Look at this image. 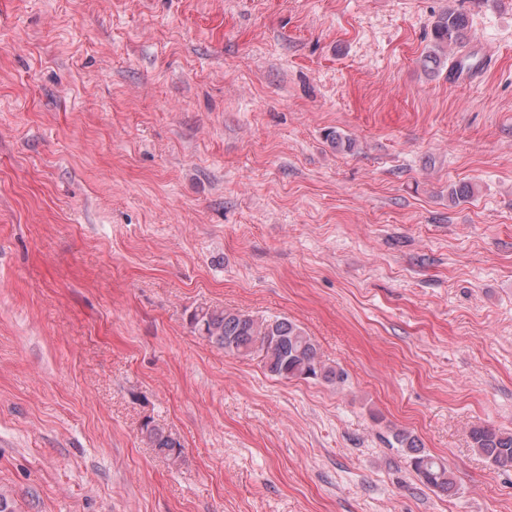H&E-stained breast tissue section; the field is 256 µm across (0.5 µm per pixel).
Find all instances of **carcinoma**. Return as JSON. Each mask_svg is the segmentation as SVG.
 Instances as JSON below:
<instances>
[{"label": "carcinoma", "instance_id": "cac0c4a2", "mask_svg": "<svg viewBox=\"0 0 512 512\" xmlns=\"http://www.w3.org/2000/svg\"><path fill=\"white\" fill-rule=\"evenodd\" d=\"M469 27L468 16L458 10H447L432 23V49L424 56L423 66L437 73L442 64V51L461 43ZM190 323L200 335L237 357L258 356L266 371L281 380L303 379L339 383L344 373L326 365L318 354L314 340L287 318H259L229 308H201L190 315ZM142 441L148 447L176 463L183 446L175 435L151 421L144 423ZM395 443L409 460L419 479L430 489L447 494L456 486L455 475L442 459L421 447L412 434L399 430ZM471 448L489 464L512 466V432L490 427H474L470 431Z\"/></svg>", "mask_w": 512, "mask_h": 512}]
</instances>
